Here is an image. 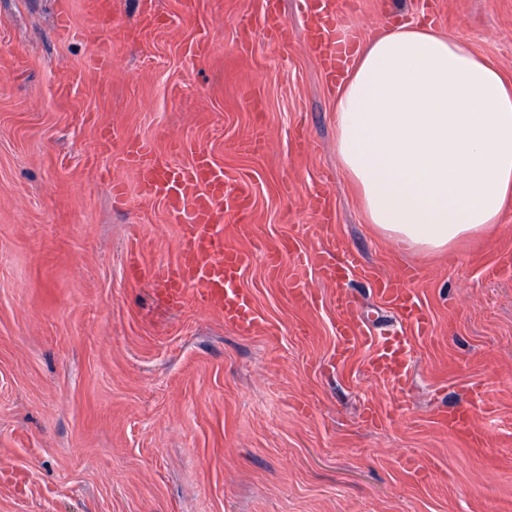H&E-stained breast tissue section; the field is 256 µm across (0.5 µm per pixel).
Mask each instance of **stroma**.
Segmentation results:
<instances>
[{"instance_id":"stroma-1","label":"stroma","mask_w":512,"mask_h":512,"mask_svg":"<svg viewBox=\"0 0 512 512\" xmlns=\"http://www.w3.org/2000/svg\"><path fill=\"white\" fill-rule=\"evenodd\" d=\"M100 2L0 0V512H512V221L428 254L367 223L301 0H280L278 42L264 0H154L150 29L142 0ZM343 2L365 39L420 0ZM432 2L435 26L512 81V0ZM198 41L208 52L190 55ZM135 139L252 178L250 236L230 216L223 234L251 254L239 286L265 332L156 294L179 228L113 166ZM246 139L260 150H240ZM319 192L327 230L308 207ZM288 237L308 308L288 300L289 268L266 265ZM350 247L378 276L411 269L431 316L432 333L410 339L404 392L367 375V350L332 358L337 288L372 324L398 322L360 274L322 279L321 253ZM133 249L149 272L137 282ZM478 386L490 410L472 406ZM467 405L486 446L433 422Z\"/></svg>"}]
</instances>
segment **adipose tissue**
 Returning a JSON list of instances; mask_svg holds the SVG:
<instances>
[{"label":"adipose tissue","mask_w":512,"mask_h":512,"mask_svg":"<svg viewBox=\"0 0 512 512\" xmlns=\"http://www.w3.org/2000/svg\"><path fill=\"white\" fill-rule=\"evenodd\" d=\"M336 151L368 223L419 252L453 249L512 207V83L432 24L384 29L339 89Z\"/></svg>","instance_id":"1"}]
</instances>
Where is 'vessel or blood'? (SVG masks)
Instances as JSON below:
<instances>
[{
  "label": "vessel or blood",
  "instance_id": "vessel-or-blood-1",
  "mask_svg": "<svg viewBox=\"0 0 512 512\" xmlns=\"http://www.w3.org/2000/svg\"><path fill=\"white\" fill-rule=\"evenodd\" d=\"M309 11L312 21L307 30L309 52L321 62L328 79L336 77V63L347 50L336 30L342 12L341 0H314ZM115 166L135 172L142 196L161 201L181 228L178 262L162 274L148 276L138 251L127 255L125 271L129 279L151 278L154 288L174 305L195 297L202 305L221 313L226 324L242 334L261 329L249 294L237 286L241 272L249 265V252L225 245L219 226L225 215L237 222H248L251 214L253 183L250 177L234 179L225 175L208 154L196 153L193 161L182 166L160 154L148 140L132 142L113 158ZM360 272L370 279L373 293L398 315L412 333L431 329L430 318L417 299L410 283L412 273L376 279L359 252L345 249L340 255H327L320 264L322 278L337 285L346 273ZM336 362H346L359 347H367L368 374L375 380L404 391L409 380L410 341L407 336H374L358 311L351 295L342 289L335 298ZM440 427L461 435L472 444L485 443V435L474 428L469 408L456 407L437 419Z\"/></svg>",
  "mask_w": 512,
  "mask_h": 512
}]
</instances>
